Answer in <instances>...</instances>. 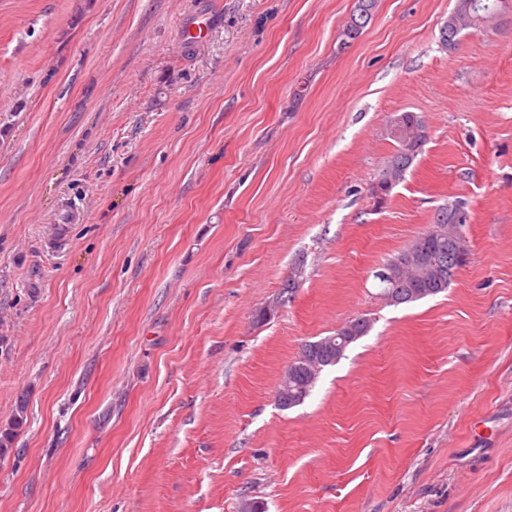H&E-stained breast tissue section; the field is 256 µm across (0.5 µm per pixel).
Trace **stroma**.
I'll list each match as a JSON object with an SVG mask.
<instances>
[{"instance_id": "35a3bbf8", "label": "stroma", "mask_w": 512, "mask_h": 512, "mask_svg": "<svg viewBox=\"0 0 512 512\" xmlns=\"http://www.w3.org/2000/svg\"><path fill=\"white\" fill-rule=\"evenodd\" d=\"M354 3L0 0V512H512V15L447 50L455 0H378L343 50ZM454 201L467 263L388 304ZM402 116L403 121L394 129V138L398 147L377 179L382 182L391 179L394 183L392 189L405 179L408 169L421 153L426 140L425 126L421 119L411 112H405ZM392 189L385 194V199L377 206L385 203ZM370 328V322L359 317L346 322L332 335L306 343L297 360L288 365L282 375L276 394L278 405L287 410L302 404L315 387L320 373L326 367L336 365L344 356L346 348L367 334ZM302 358L310 361L303 362ZM304 363L306 366L302 365ZM317 363L319 366L315 367ZM281 397L287 401L282 402Z\"/></svg>"}]
</instances>
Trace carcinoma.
I'll use <instances>...</instances> for the list:
<instances>
[{"label":"carcinoma","instance_id":"carcinoma-1","mask_svg":"<svg viewBox=\"0 0 512 512\" xmlns=\"http://www.w3.org/2000/svg\"><path fill=\"white\" fill-rule=\"evenodd\" d=\"M378 0H355L348 21L339 33V46L349 48L373 19ZM455 11L465 13L467 27L479 29L491 19L499 17L501 0H456ZM398 143L395 153L382 169L379 180L399 184L405 179L408 169L421 153L426 140L425 126L421 119L411 113L403 115V121L394 129ZM462 219L448 222V205L439 206L433 216L431 227L396 256L386 261L382 268L407 257L403 268L396 275L384 279L377 277L381 286L380 295L391 305L417 302L445 292L454 281L458 269L466 260L457 261V254H467L462 227L469 221V213L462 209ZM365 318H355L336 329L328 336L306 343L298 360L288 365L282 375L276 399L284 409L298 406L310 395L320 376L329 366L336 365L344 356L346 348L370 330ZM26 410L25 400H19L11 427L0 431V457L9 452V443L14 431L22 426Z\"/></svg>","mask_w":512,"mask_h":512}]
</instances>
